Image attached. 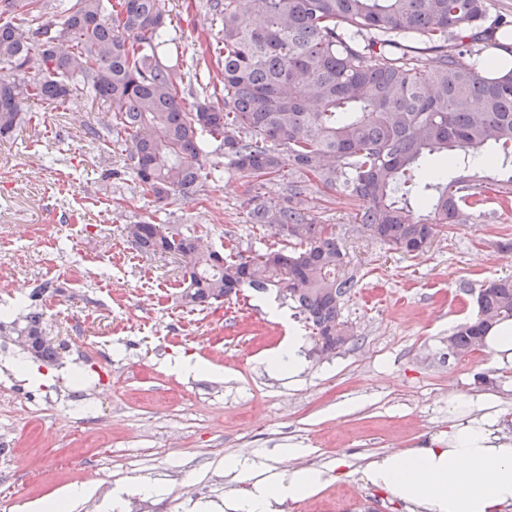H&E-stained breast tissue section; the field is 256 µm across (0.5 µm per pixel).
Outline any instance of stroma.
I'll use <instances>...</instances> for the list:
<instances>
[{"instance_id": "obj_1", "label": "stroma", "mask_w": 512, "mask_h": 512, "mask_svg": "<svg viewBox=\"0 0 512 512\" xmlns=\"http://www.w3.org/2000/svg\"><path fill=\"white\" fill-rule=\"evenodd\" d=\"M172 27L205 60L214 88L222 69L208 50L207 0H164ZM32 119L0 141V512H19L103 470L106 481L71 512H224L246 483L224 469L231 457L274 472L322 470L314 496L280 512H412L364 478L373 459L426 445L447 431L448 407L466 396L493 400L512 437V363L487 350L448 353L454 328L476 313L474 292L512 278V209L441 228L423 252L404 254L355 232L335 192L322 193L320 223L334 225L357 278L343 317L357 340L319 355L289 301L244 289L205 310L187 306L182 261L131 249L123 228L148 221L245 255L282 247L249 223L250 179L225 169L206 191L165 204L143 195L123 145L91 142L85 124L105 115L98 100L32 101ZM58 348L31 358L13 338L29 307ZM304 335L296 376L271 368L290 331ZM210 372L180 374L177 361ZM45 375L17 374L14 361ZM302 452L289 457V446Z\"/></svg>"}]
</instances>
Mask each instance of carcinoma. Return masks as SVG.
I'll return each mask as SVG.
<instances>
[{
	"label": "carcinoma",
	"instance_id": "cac0c4a2",
	"mask_svg": "<svg viewBox=\"0 0 512 512\" xmlns=\"http://www.w3.org/2000/svg\"><path fill=\"white\" fill-rule=\"evenodd\" d=\"M239 2L209 0L224 99L189 107L184 92L204 94L208 82L169 34L162 0H59L54 20L45 0H0V16H11L0 24V68L15 74L0 84V139L31 100L106 102L88 135L122 140L135 181L158 203L205 191L216 177L207 147L219 143L256 190L279 187L247 217L287 245L233 261L146 221L124 226L127 241L146 256L182 255L191 306L243 288L286 292L316 351L335 354L355 337L342 310L356 280L333 225L318 222L313 188L340 192L353 223L403 253L424 251L445 225L487 217L491 204L512 207V175H480L471 163L486 149L512 157V70L476 68L494 40L489 0H250L249 14ZM431 156L447 168H428ZM475 303L448 336L458 355L512 319V279L483 285ZM42 323L32 310L21 330L29 353L52 360Z\"/></svg>",
	"mask_w": 512,
	"mask_h": 512
}]
</instances>
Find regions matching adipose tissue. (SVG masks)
Masks as SVG:
<instances>
[{"label":"adipose tissue","instance_id":"ef3b65f1","mask_svg":"<svg viewBox=\"0 0 512 512\" xmlns=\"http://www.w3.org/2000/svg\"><path fill=\"white\" fill-rule=\"evenodd\" d=\"M449 413L447 437L379 456L369 463L367 480L421 512H502L512 505V440L496 433L494 403L469 397ZM325 481L324 472L311 469L260 479L246 498L225 499L224 512H272L273 502L312 497Z\"/></svg>","mask_w":512,"mask_h":512}]
</instances>
